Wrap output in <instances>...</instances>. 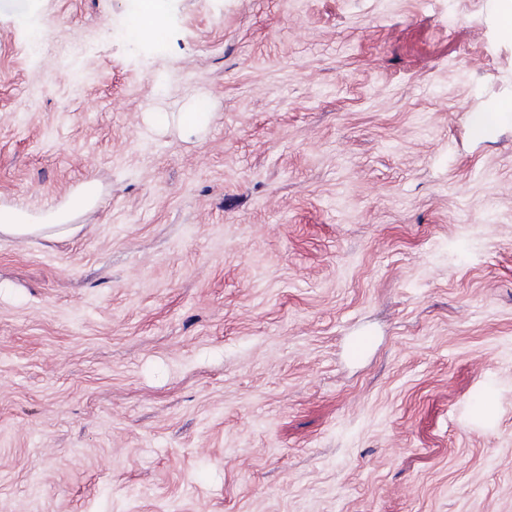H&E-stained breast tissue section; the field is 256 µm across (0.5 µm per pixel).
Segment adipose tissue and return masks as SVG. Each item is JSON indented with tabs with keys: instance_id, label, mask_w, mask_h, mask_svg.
I'll use <instances>...</instances> for the list:
<instances>
[{
	"instance_id": "obj_1",
	"label": "adipose tissue",
	"mask_w": 512,
	"mask_h": 512,
	"mask_svg": "<svg viewBox=\"0 0 512 512\" xmlns=\"http://www.w3.org/2000/svg\"><path fill=\"white\" fill-rule=\"evenodd\" d=\"M97 197L98 189L95 181H87L68 197L64 210L56 213L55 221L51 224L31 223L28 212L23 208L0 206V239L32 235L51 238L75 236L80 232L81 227L73 223V215L91 208Z\"/></svg>"
}]
</instances>
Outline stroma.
<instances>
[{
  "label": "stroma",
  "instance_id": "1",
  "mask_svg": "<svg viewBox=\"0 0 512 512\" xmlns=\"http://www.w3.org/2000/svg\"><path fill=\"white\" fill-rule=\"evenodd\" d=\"M498 3L0 0V512H512ZM98 197L96 182L89 180L66 201L64 211L54 214L55 224H33L27 211L20 207L0 206V239L43 235L51 238H66L77 235L83 224H69L74 214L91 208Z\"/></svg>",
  "mask_w": 512,
  "mask_h": 512
}]
</instances>
